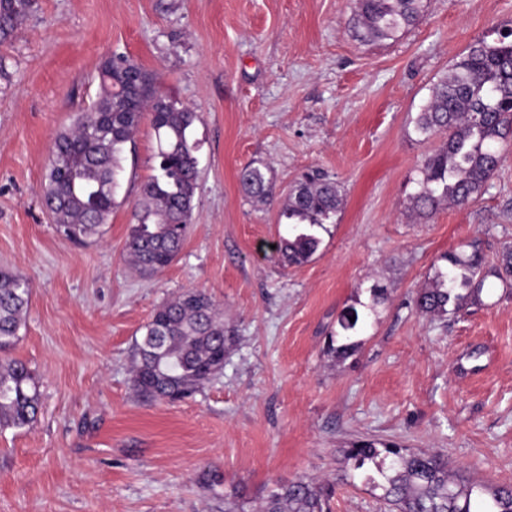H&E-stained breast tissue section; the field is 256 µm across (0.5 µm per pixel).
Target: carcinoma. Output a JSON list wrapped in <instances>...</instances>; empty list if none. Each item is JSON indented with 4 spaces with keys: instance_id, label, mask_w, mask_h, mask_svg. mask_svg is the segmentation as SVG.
Listing matches in <instances>:
<instances>
[{
    "instance_id": "obj_1",
    "label": "carcinoma",
    "mask_w": 512,
    "mask_h": 512,
    "mask_svg": "<svg viewBox=\"0 0 512 512\" xmlns=\"http://www.w3.org/2000/svg\"><path fill=\"white\" fill-rule=\"evenodd\" d=\"M33 8V0H0V42L11 40ZM424 0H358L355 37L364 43L395 40L420 23ZM99 93L92 106L53 143L42 202L67 239L97 236L115 206L113 188L122 171L120 155L144 119L157 141L155 174L133 205L127 255L144 273L167 268L179 253L190 224L199 177L194 110L165 92L157 78L124 55L106 58L98 72ZM414 141L438 137L426 153L409 196L423 219L444 202L468 205L482 194L499 169L502 146L512 140V30L468 46L451 73L435 83L429 102L412 120ZM242 193L273 200L267 167L252 163L239 171ZM342 205L335 180L319 171L306 173L279 211L287 235L274 252L292 266L308 262ZM512 280V247L489 266L478 249L448 253L415 298L417 310L442 318L448 311L477 304L488 279ZM29 285L0 269V352L10 350L28 305ZM355 321H350V318ZM366 315L348 308L338 319L340 331L329 336L328 350L340 358L356 351L353 341ZM340 345H334L335 341ZM224 324L212 299L188 290L155 309L137 344L131 388L144 401H173L198 391L224 368ZM40 396L26 363H0V427H23L40 411ZM352 469L363 475L392 512H512V486L492 489L448 469L439 453L415 452L396 444L359 441L344 449ZM332 483L298 479L278 484L263 499L260 512H332Z\"/></svg>"
}]
</instances>
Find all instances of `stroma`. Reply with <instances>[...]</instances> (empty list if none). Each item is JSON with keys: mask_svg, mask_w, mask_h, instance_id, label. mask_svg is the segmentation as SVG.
<instances>
[{"mask_svg": "<svg viewBox=\"0 0 512 512\" xmlns=\"http://www.w3.org/2000/svg\"><path fill=\"white\" fill-rule=\"evenodd\" d=\"M356 0H34L0 44V267L30 287L20 340L42 408L0 428V512H224L255 508L301 477L336 485L332 512H384L348 484L360 439L439 451L451 471L512 485V287L440 319L413 299L444 254L512 244V145L482 196L408 211L424 145L411 121L476 39L512 28V0H427L397 40L361 43ZM129 56L198 112L200 178L174 262L151 276L125 257L132 207L153 173L142 123L125 147L116 205L87 242L62 237L43 204L56 135L97 97L110 55ZM268 165L273 201L238 172ZM338 182L336 222L305 264L271 247L303 172ZM387 294L354 355L327 352L348 307ZM188 289L214 301L230 338L224 368L194 395L148 403L130 386L157 306Z\"/></svg>", "mask_w": 512, "mask_h": 512, "instance_id": "stroma-1", "label": "stroma"}]
</instances>
